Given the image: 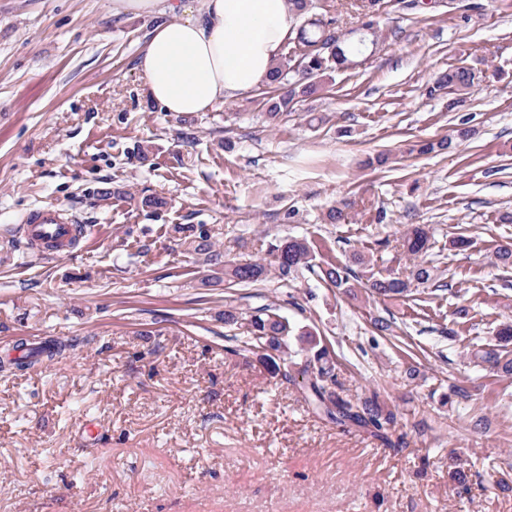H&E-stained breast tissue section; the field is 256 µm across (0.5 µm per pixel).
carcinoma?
Returning <instances> with one entry per match:
<instances>
[{
	"label": "carcinoma",
	"mask_w": 512,
	"mask_h": 512,
	"mask_svg": "<svg viewBox=\"0 0 512 512\" xmlns=\"http://www.w3.org/2000/svg\"><path fill=\"white\" fill-rule=\"evenodd\" d=\"M289 2L296 15L305 18V21L294 37L293 46L289 47L288 58L276 67L273 75V83H292L294 87L268 100L267 118L272 122L290 112L295 99L317 93L322 88L321 78L330 77L332 72L352 62V52L347 42L332 27L335 20L325 18V10L329 5L323 3L317 6L314 0ZM353 7L365 19L363 26L367 27V36L376 37L379 19L386 11L387 0H354ZM474 79L473 71L464 66H450L439 76L436 86L447 91L448 111L454 112L464 105ZM469 136L468 128L459 127L446 138L419 142L414 150L420 154L442 151ZM171 232L175 241L187 251L205 256L206 262L212 266L222 267L224 280L231 284L256 283L272 273L286 282L289 277L300 272L318 271L320 278L329 286L350 295L355 287L354 281L358 280L356 272L347 263L317 260L314 246L304 238L284 237L270 245L266 258L227 265L223 255L213 250V243L205 230L189 234L184 225L176 224ZM429 246L430 235L425 226L419 224L407 229L403 247L408 255L417 259L427 252ZM431 281L433 270L426 262L420 261L410 276H380L371 281L369 288L380 297L403 298L411 296L413 290ZM224 323L238 329V333L229 337V340L236 342V348L231 353L244 359H255L288 381L295 380L297 375L301 376L305 400L317 414L340 426L355 425L376 437L388 438L389 431L396 423L395 408L381 400L375 391L355 399L342 397L335 389L334 350L310 332L299 336L304 347L291 350L288 340L294 335V327L279 313L278 308L266 305L245 315L231 307L224 311ZM72 347V342L49 340L18 358L6 361L1 359L0 372L13 375L26 372L44 360H54ZM295 366L298 370L294 376L291 370Z\"/></svg>",
	"instance_id": "obj_1"
}]
</instances>
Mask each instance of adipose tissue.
I'll use <instances>...</instances> for the list:
<instances>
[{"label": "adipose tissue", "instance_id": "ef3b65f1", "mask_svg": "<svg viewBox=\"0 0 512 512\" xmlns=\"http://www.w3.org/2000/svg\"><path fill=\"white\" fill-rule=\"evenodd\" d=\"M296 31L288 0H199L157 26L138 62L151 100L187 116L268 85Z\"/></svg>", "mask_w": 512, "mask_h": 512}]
</instances>
